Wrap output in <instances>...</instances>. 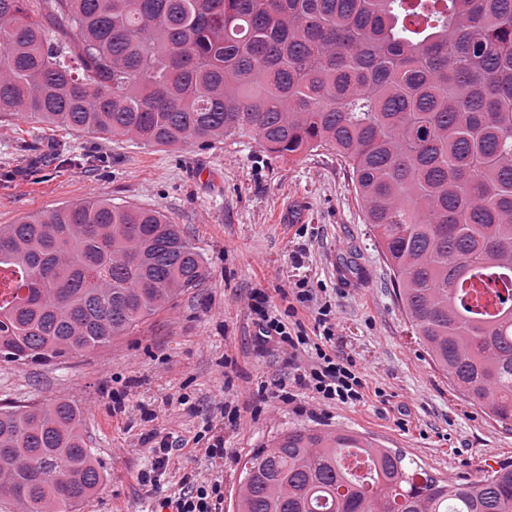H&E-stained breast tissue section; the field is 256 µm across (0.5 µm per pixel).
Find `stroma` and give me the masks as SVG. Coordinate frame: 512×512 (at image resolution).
<instances>
[{
    "instance_id": "stroma-1",
    "label": "stroma",
    "mask_w": 512,
    "mask_h": 512,
    "mask_svg": "<svg viewBox=\"0 0 512 512\" xmlns=\"http://www.w3.org/2000/svg\"><path fill=\"white\" fill-rule=\"evenodd\" d=\"M32 152H18L20 143ZM100 197L166 214L200 249L197 288L111 346L45 365L0 361V404L67 398L84 412L101 487L76 512H157L190 480H224L235 512L242 467L283 430L364 433L428 472L480 480L512 459V429L469 404L413 335L344 162L317 150L291 158L244 136L208 146H145L13 118L0 123V224ZM306 283L332 306L333 344L366 382L356 404H328L296 387V367L259 344L251 293L321 341ZM187 440L166 471L142 484L153 452L145 435ZM223 435V458L204 448Z\"/></svg>"
}]
</instances>
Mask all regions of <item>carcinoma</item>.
<instances>
[{
	"mask_svg": "<svg viewBox=\"0 0 512 512\" xmlns=\"http://www.w3.org/2000/svg\"><path fill=\"white\" fill-rule=\"evenodd\" d=\"M0 0V116L144 145L249 133L347 165L414 335L512 426V0ZM165 215L90 199L0 225V358L108 347L198 286ZM236 512H512V462L435 477L359 432L291 428ZM103 481L69 399L0 406V498L69 512Z\"/></svg>",
	"mask_w": 512,
	"mask_h": 512,
	"instance_id": "cac0c4a2",
	"label": "carcinoma"
}]
</instances>
